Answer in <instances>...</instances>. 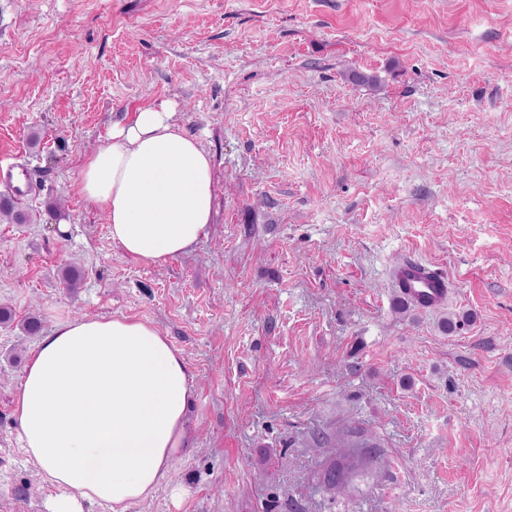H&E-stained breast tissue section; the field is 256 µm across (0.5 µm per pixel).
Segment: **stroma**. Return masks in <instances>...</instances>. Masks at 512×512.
I'll use <instances>...</instances> for the list:
<instances>
[{
    "label": "stroma",
    "mask_w": 512,
    "mask_h": 512,
    "mask_svg": "<svg viewBox=\"0 0 512 512\" xmlns=\"http://www.w3.org/2000/svg\"><path fill=\"white\" fill-rule=\"evenodd\" d=\"M163 104L216 207L145 267L75 180ZM1 156L30 221L0 220V512L54 493L13 418L32 314L143 319L181 351L184 493L132 512H512V0H0ZM407 255L444 305L394 310ZM334 463L359 466L341 490Z\"/></svg>",
    "instance_id": "stroma-1"
}]
</instances>
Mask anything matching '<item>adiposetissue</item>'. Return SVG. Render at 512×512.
Segmentation results:
<instances>
[{"label":"adipose tissue","mask_w":512,"mask_h":512,"mask_svg":"<svg viewBox=\"0 0 512 512\" xmlns=\"http://www.w3.org/2000/svg\"><path fill=\"white\" fill-rule=\"evenodd\" d=\"M78 193L101 210L113 243L133 261L160 266L211 228L210 154L167 107H147L112 128L82 163ZM185 359L152 323L128 316L74 317L40 337L13 412L20 450L56 494L49 512H106L169 488L173 462L191 442Z\"/></svg>","instance_id":"1"}]
</instances>
